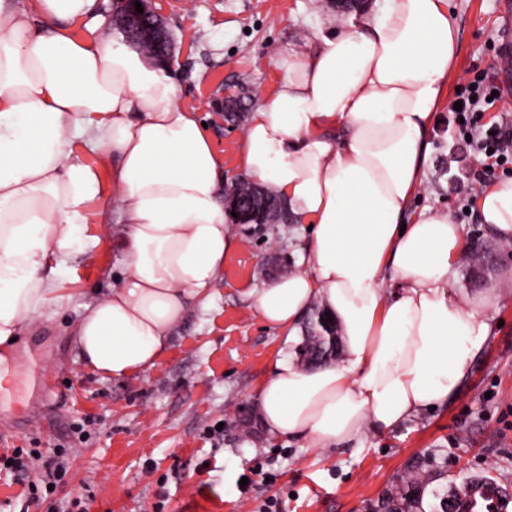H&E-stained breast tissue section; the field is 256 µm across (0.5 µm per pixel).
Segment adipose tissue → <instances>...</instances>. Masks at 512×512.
<instances>
[{"mask_svg": "<svg viewBox=\"0 0 512 512\" xmlns=\"http://www.w3.org/2000/svg\"><path fill=\"white\" fill-rule=\"evenodd\" d=\"M96 5L0 0V364L11 338L63 300L58 276L89 225L106 223L90 208L105 196L124 276L83 305L74 333L86 366L119 380L153 369L172 328L214 304L239 241L224 167L166 65L67 32ZM457 49L448 0H386L274 59L281 79L250 114L239 164L310 231L298 270L254 290V303L292 336L320 305L343 345L311 369L275 361L257 396L268 437L333 448L391 432L454 398L493 331L488 313L512 281L456 287L462 226L409 212ZM477 207L512 245V179L483 189Z\"/></svg>", "mask_w": 512, "mask_h": 512, "instance_id": "adipose-tissue-1", "label": "adipose tissue"}]
</instances>
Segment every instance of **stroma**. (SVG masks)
Segmentation results:
<instances>
[{
  "mask_svg": "<svg viewBox=\"0 0 512 512\" xmlns=\"http://www.w3.org/2000/svg\"><path fill=\"white\" fill-rule=\"evenodd\" d=\"M502 0H448L458 38L449 91L487 74L500 100L485 122L512 128V86L499 73ZM173 43L169 69L181 102L206 123L224 165L226 185L243 180V125L227 122L216 103L225 93L258 102L280 78L272 58L280 47L341 28L332 0H153ZM440 110L428 135L423 190L412 206L447 211L462 224L466 244L496 255L488 280L512 267V245L482 224L467 187L486 157L449 131ZM240 245L224 261L216 304L194 309L175 325L156 367L121 380L88 369L74 338L83 303L103 297L123 272L113 233L90 225L99 245L74 262L78 284L57 314L31 324L9 365L12 384L0 394V456L16 448H61L69 472L53 498L58 512L75 499L89 512H374L404 471L424 465L433 490L483 475L512 503V289L491 316L499 323L475 358L470 379L448 404L385 435L332 450L247 436L256 422L258 386L276 358L296 345L262 321L249 290L270 282L265 260L278 254L285 272L298 268L300 241L290 224H236Z\"/></svg>",
  "mask_w": 512,
  "mask_h": 512,
  "instance_id": "1",
  "label": "stroma"
}]
</instances>
